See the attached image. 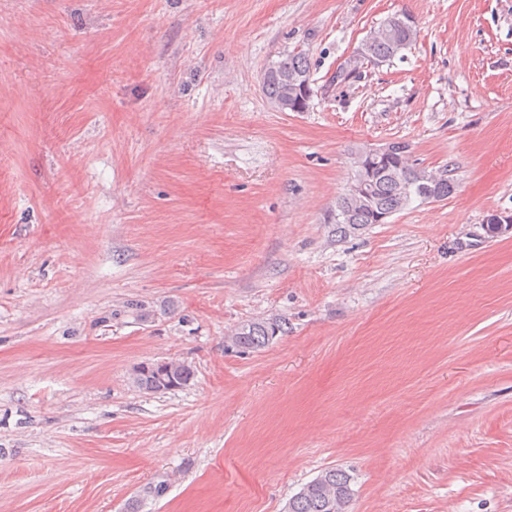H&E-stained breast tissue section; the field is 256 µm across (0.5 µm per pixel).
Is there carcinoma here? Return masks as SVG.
Returning a JSON list of instances; mask_svg holds the SVG:
<instances>
[{
    "label": "carcinoma",
    "mask_w": 512,
    "mask_h": 512,
    "mask_svg": "<svg viewBox=\"0 0 512 512\" xmlns=\"http://www.w3.org/2000/svg\"><path fill=\"white\" fill-rule=\"evenodd\" d=\"M417 37L415 31H403L396 27L391 17L373 30V41L366 47L367 58L387 62L396 56L399 45H411ZM311 77L310 63L301 52L288 53L271 64V75L265 92L271 103L280 104L292 110L300 99L299 87L292 82L295 77ZM373 191L376 206H355L348 208L343 193L336 199V215L340 224H375L376 211L397 213L406 209L413 201L407 188L419 186L432 178V174L414 165L403 163L399 169L377 165L374 168ZM286 322L281 320L253 321L239 327L232 336V344L244 349H261L268 346L278 335L286 333ZM190 366L178 361H157L142 363L132 372V382L140 390L151 393H165L186 385L193 378ZM354 478L341 468L327 467L314 479L305 484L299 492L288 499L284 512H349L354 498ZM165 484L157 483L144 487L133 512H140L146 502L164 495Z\"/></svg>",
    "instance_id": "cac0c4a2"
}]
</instances>
